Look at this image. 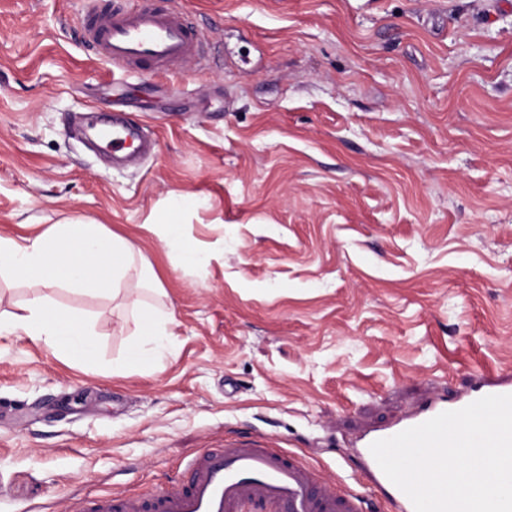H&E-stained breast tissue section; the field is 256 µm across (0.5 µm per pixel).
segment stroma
Here are the masks:
<instances>
[{"label":"stroma","mask_w":512,"mask_h":512,"mask_svg":"<svg viewBox=\"0 0 512 512\" xmlns=\"http://www.w3.org/2000/svg\"><path fill=\"white\" fill-rule=\"evenodd\" d=\"M202 71L96 59L82 0H0V233L83 215L135 242L173 316L139 362L130 302L76 359L0 337V512L186 482L200 448L265 440L393 512L360 435L480 365L512 378V0H175ZM123 112L117 168L70 133ZM175 224L183 267L154 233ZM162 230V241L168 248L172 260L182 266H198L208 263L213 256L204 251H188L182 246L179 231L175 224H165Z\"/></svg>","instance_id":"1"}]
</instances>
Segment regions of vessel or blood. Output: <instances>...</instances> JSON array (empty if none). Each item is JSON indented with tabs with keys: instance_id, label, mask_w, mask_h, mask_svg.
I'll list each match as a JSON object with an SVG mask.
<instances>
[{
	"instance_id": "obj_1",
	"label": "vessel or blood",
	"mask_w": 512,
	"mask_h": 512,
	"mask_svg": "<svg viewBox=\"0 0 512 512\" xmlns=\"http://www.w3.org/2000/svg\"><path fill=\"white\" fill-rule=\"evenodd\" d=\"M83 4L87 45L105 63L139 65L149 71L185 63L200 54L199 33L179 10L158 6L156 0L127 11L109 9L105 0H83ZM88 126L98 141L116 153L131 148L139 138L137 125L118 118L105 123L92 114ZM488 375V369L476 367L474 376L480 384L472 394L456 400L434 399L362 439L359 453L395 512H414V506L383 473L371 444L478 398L512 394V384L488 382ZM187 468L190 477L184 484L158 488L147 498L96 496L79 502L78 512H243L248 505L266 512H362L364 498L355 487L318 484L302 457L254 442L201 449L188 459Z\"/></svg>"
}]
</instances>
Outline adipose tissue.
I'll use <instances>...</instances> for the list:
<instances>
[{
	"label": "adipose tissue",
	"mask_w": 512,
	"mask_h": 512,
	"mask_svg": "<svg viewBox=\"0 0 512 512\" xmlns=\"http://www.w3.org/2000/svg\"><path fill=\"white\" fill-rule=\"evenodd\" d=\"M0 271L15 280L41 287L40 295L0 316V336L17 332L32 341L86 356L96 345L90 322L57 304L44 291L63 288L119 298L131 276H138L161 295L160 280L139 261L130 240L107 233L93 220L54 224L32 236L0 234Z\"/></svg>",
	"instance_id": "adipose-tissue-1"
}]
</instances>
